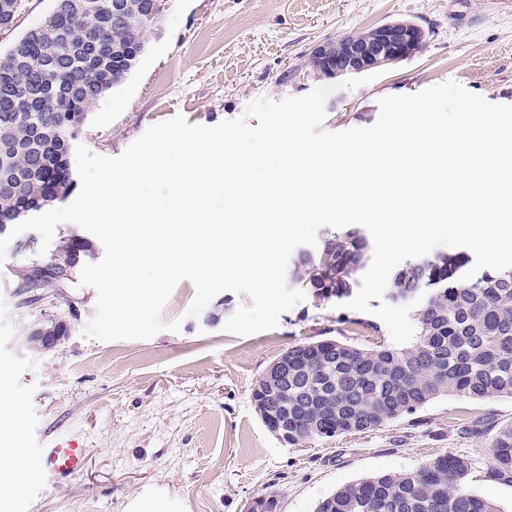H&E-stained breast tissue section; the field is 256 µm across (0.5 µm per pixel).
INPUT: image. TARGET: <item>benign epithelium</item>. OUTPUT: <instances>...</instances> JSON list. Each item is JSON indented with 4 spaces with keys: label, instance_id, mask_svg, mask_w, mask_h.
I'll use <instances>...</instances> for the list:
<instances>
[{
    "label": "benign epithelium",
    "instance_id": "benign-epithelium-1",
    "mask_svg": "<svg viewBox=\"0 0 512 512\" xmlns=\"http://www.w3.org/2000/svg\"><path fill=\"white\" fill-rule=\"evenodd\" d=\"M426 44L427 35L420 25L394 20L370 27L364 39L344 36L319 42L312 48L309 61L326 78L350 77L411 59Z\"/></svg>",
    "mask_w": 512,
    "mask_h": 512
}]
</instances>
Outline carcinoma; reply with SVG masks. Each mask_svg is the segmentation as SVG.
I'll return each mask as SVG.
<instances>
[{"mask_svg": "<svg viewBox=\"0 0 512 512\" xmlns=\"http://www.w3.org/2000/svg\"><path fill=\"white\" fill-rule=\"evenodd\" d=\"M112 20V0H54L52 11L0 52V232L30 214L63 202L75 188L70 166L90 105L134 71L144 33L163 16V0H125ZM17 306L48 285L74 283L76 268L94 258L89 241L60 240L41 257L20 245ZM369 243L358 228L327 234L300 253L289 278L320 303L339 302L360 285ZM464 252L410 258L390 279L396 305L424 295L411 316L417 338L404 348H361L333 337L288 348V370L270 366L252 398L271 427L288 412L286 444L378 429L440 396L472 401L512 398V269L485 270L472 279ZM491 471L512 474V422L490 423ZM467 458L445 453L417 470L365 477L322 500L316 512H502L472 492Z\"/></svg>", "mask_w": 512, "mask_h": 512, "instance_id": "carcinoma-1", "label": "carcinoma"}]
</instances>
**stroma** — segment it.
<instances>
[{"instance_id": "obj_1", "label": "stroma", "mask_w": 512, "mask_h": 512, "mask_svg": "<svg viewBox=\"0 0 512 512\" xmlns=\"http://www.w3.org/2000/svg\"><path fill=\"white\" fill-rule=\"evenodd\" d=\"M402 19L426 31L423 53L356 90L334 92L326 130L370 126L380 98L449 80L512 104V0H166L138 67L91 106L79 142L112 157L178 114L212 126L239 118L257 97L305 95L317 84L308 61L316 43ZM22 261L13 246L0 261V395L20 407L17 426L0 436V448L19 460L0 481L20 493L0 495V512H133L145 498L160 501L162 512H249L257 493L278 496L279 512H315L341 487L410 472L448 452L470 460V490L512 512V480L491 473L489 441L471 429L485 416L512 421L511 398L442 396L381 429L298 447L261 421L253 385L291 346L326 336L363 348L390 343L373 313L379 300L367 313L308 298L276 328L238 337L223 323L249 297L218 294L208 309L219 320L207 324L187 316L195 288L185 280L162 311L180 332L103 342L84 334L95 313L92 288L53 290L17 308L14 270ZM65 315L70 332L59 346H28L32 326ZM68 435L89 448L87 468L39 489L32 449Z\"/></svg>"}]
</instances>
